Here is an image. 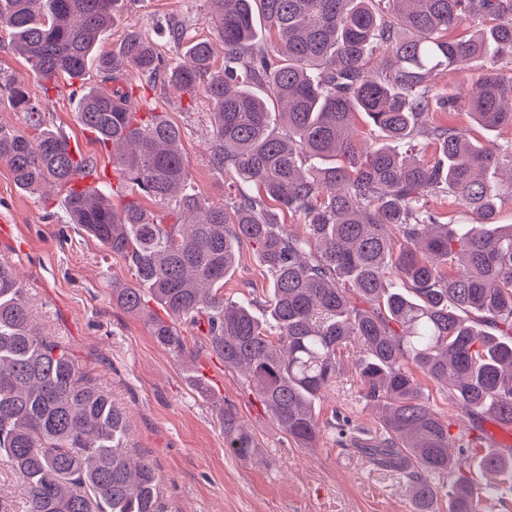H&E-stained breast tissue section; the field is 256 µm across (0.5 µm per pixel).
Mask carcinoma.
<instances>
[{
    "instance_id": "cac0c4a2",
    "label": "carcinoma",
    "mask_w": 512,
    "mask_h": 512,
    "mask_svg": "<svg viewBox=\"0 0 512 512\" xmlns=\"http://www.w3.org/2000/svg\"><path fill=\"white\" fill-rule=\"evenodd\" d=\"M118 2L0 0V28L46 95L95 67L98 84L72 90L77 121L112 145L123 185L161 211L116 204L111 188L75 189L96 159L46 126L44 99L23 79L4 85L25 129L0 125V163L23 190L64 192L68 222L128 259L137 285L112 289L120 309L147 316L148 299L159 304L168 319H151L152 336L176 357L187 349L178 324H188L224 368L247 372L302 447L320 435L315 403L336 381L338 355L358 345L364 396L385 430L366 453L408 473L416 512H434L430 477L452 464L449 423L424 402L413 369L449 387L466 415L512 425V224H500L501 184L487 177L512 173V138L475 143L432 122L463 109L488 131L512 128V0H210L220 68L203 39L172 65L134 32L121 56L103 52ZM464 23L471 34L449 37ZM129 69L190 99L204 88L210 162L236 188L224 203L187 190L181 129L138 110ZM438 69L474 75L465 99L429 84ZM272 101L283 107L280 131ZM359 116L379 143L361 144ZM423 128L436 160L410 155ZM439 195L477 223H441L430 206ZM283 210L303 232L281 224ZM244 243L272 280L269 324L249 301H224ZM216 409L226 449L255 459L234 406ZM128 422L63 345L39 334L21 279L0 264V463L21 478L25 512H162L155 468L125 451ZM471 467L512 471V448L462 458L448 512H473L488 494Z\"/></svg>"
}]
</instances>
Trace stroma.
Segmentation results:
<instances>
[{"mask_svg": "<svg viewBox=\"0 0 512 512\" xmlns=\"http://www.w3.org/2000/svg\"><path fill=\"white\" fill-rule=\"evenodd\" d=\"M209 0H120L107 51H120L135 31L157 53L184 55L187 44L212 38L206 19ZM182 22V44L168 26ZM68 81L50 94L49 128L63 131L72 147L96 157L99 168L112 166V150L99 144L75 118L78 100ZM138 106L165 113L182 131L189 162V188L212 203L229 193L223 171L207 151L213 105L204 92L182 99L163 82L147 85ZM0 262L15 267L27 290L32 317L42 335L65 344L86 372L130 414L129 443L161 477L163 512H415L411 479L369 462L360 440L381 433L377 407L363 396L359 347L342 353L343 368L318 400L320 435L315 447L301 448L272 421L245 377L225 369L210 351L191 347L177 358L158 345L148 318L133 317L112 301L113 286L136 280L128 261L112 253L76 224L68 223L61 195L20 189L7 165L0 164ZM271 279L251 245H242L233 274L224 281L228 301L248 299L259 319ZM205 381L202 397L195 380ZM425 402L451 424L459 438L476 434V453L495 430L489 419L471 420L448 388L417 377ZM232 404L258 446L254 461L239 459L224 447L215 405Z\"/></svg>", "mask_w": 512, "mask_h": 512, "instance_id": "obj_1", "label": "stroma"}]
</instances>
